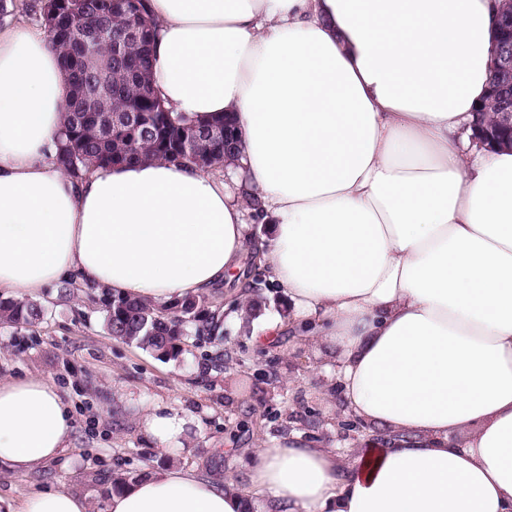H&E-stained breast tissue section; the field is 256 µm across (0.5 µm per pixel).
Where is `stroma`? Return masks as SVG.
<instances>
[{"instance_id": "1", "label": "stroma", "mask_w": 512, "mask_h": 512, "mask_svg": "<svg viewBox=\"0 0 512 512\" xmlns=\"http://www.w3.org/2000/svg\"><path fill=\"white\" fill-rule=\"evenodd\" d=\"M256 284V318L224 322V347L231 359L221 371L207 370L208 343L188 338L175 361H162L114 339L86 287L60 298L57 287L35 295L41 322L28 330L0 325V378L42 376L71 402L75 430L60 458L29 475H0V497L18 500L58 485L85 496L91 512H102L115 472L145 474L173 462L205 477L244 479L257 445L304 433L306 439L346 455L356 442L347 436L348 416L315 369L313 346H302L288 330L261 347L255 336L274 319H287L288 301L259 266L243 268L212 289L209 299L234 306L239 282ZM182 407L200 425L178 457L161 454L140 424L144 411Z\"/></svg>"}]
</instances>
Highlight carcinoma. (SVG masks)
Instances as JSON below:
<instances>
[{
  "label": "carcinoma",
  "instance_id": "1",
  "mask_svg": "<svg viewBox=\"0 0 512 512\" xmlns=\"http://www.w3.org/2000/svg\"><path fill=\"white\" fill-rule=\"evenodd\" d=\"M140 0L123 3L114 0H58L53 20L48 22L53 34L52 47L69 75V96L57 162L75 179L83 178L98 165L132 164L146 160L191 164L180 152L182 131L190 127L195 134V150L207 158V164L224 162V139L211 135L219 120L201 125L183 113L171 112L154 94L148 81L150 58L155 44L151 20H146L145 43L119 56L98 55L106 63L111 95L92 101L82 92L93 78L85 55L95 51L81 48L71 36L90 27L112 38L115 27L140 23ZM140 112L145 123L140 128L123 127L104 130L103 120L113 110ZM104 312L105 325L113 338L150 351L161 360H176L183 352L186 337L194 336L219 346L204 361L219 370L227 362L222 314L200 295L158 306L142 300L101 293L91 295ZM41 305L22 300H0V324L32 328L43 319Z\"/></svg>",
  "mask_w": 512,
  "mask_h": 512
}]
</instances>
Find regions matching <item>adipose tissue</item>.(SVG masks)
<instances>
[{
    "instance_id": "ef3b65f1",
    "label": "adipose tissue",
    "mask_w": 512,
    "mask_h": 512,
    "mask_svg": "<svg viewBox=\"0 0 512 512\" xmlns=\"http://www.w3.org/2000/svg\"><path fill=\"white\" fill-rule=\"evenodd\" d=\"M498 0H149L154 87L233 118L245 179L169 163L71 178L67 76L45 28L0 30V292L61 281L166 306L260 260L288 325L365 426L349 457L300 434L255 448L246 488L172 465L105 512H512V149L466 153ZM198 417L148 410L160 452ZM49 379H0V474L67 451ZM0 512H90L64 488Z\"/></svg>"
}]
</instances>
